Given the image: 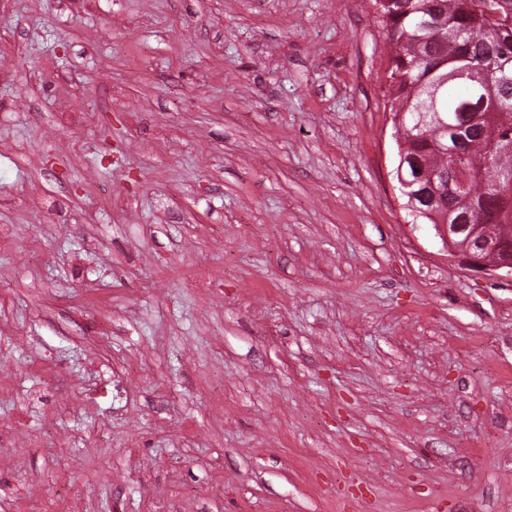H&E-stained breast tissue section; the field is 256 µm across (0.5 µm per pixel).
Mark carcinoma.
<instances>
[{
  "mask_svg": "<svg viewBox=\"0 0 512 512\" xmlns=\"http://www.w3.org/2000/svg\"><path fill=\"white\" fill-rule=\"evenodd\" d=\"M391 48L383 79L398 156L426 220L448 213L491 230L512 215L497 190L512 171V0H372ZM472 176L467 189L456 170Z\"/></svg>",
  "mask_w": 512,
  "mask_h": 512,
  "instance_id": "obj_1",
  "label": "carcinoma"
}]
</instances>
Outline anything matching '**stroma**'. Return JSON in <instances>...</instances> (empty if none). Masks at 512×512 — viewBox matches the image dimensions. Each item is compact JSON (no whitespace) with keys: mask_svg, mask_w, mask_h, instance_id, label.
I'll use <instances>...</instances> for the list:
<instances>
[{"mask_svg":"<svg viewBox=\"0 0 512 512\" xmlns=\"http://www.w3.org/2000/svg\"><path fill=\"white\" fill-rule=\"evenodd\" d=\"M386 67L370 0H0V512H512Z\"/></svg>","mask_w":512,"mask_h":512,"instance_id":"1","label":"stroma"}]
</instances>
